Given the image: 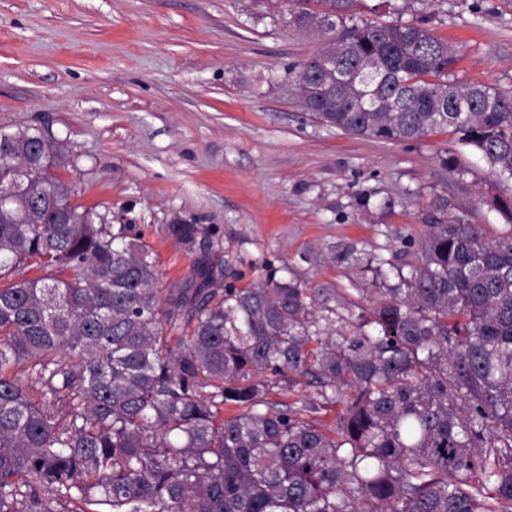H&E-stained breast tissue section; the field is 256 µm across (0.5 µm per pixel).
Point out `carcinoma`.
Wrapping results in <instances>:
<instances>
[{
	"instance_id": "obj_1",
	"label": "carcinoma",
	"mask_w": 512,
	"mask_h": 512,
	"mask_svg": "<svg viewBox=\"0 0 512 512\" xmlns=\"http://www.w3.org/2000/svg\"><path fill=\"white\" fill-rule=\"evenodd\" d=\"M324 2L290 10L336 56L292 76L313 116L390 142L453 128L512 181V92L451 78L421 20L349 26L354 0ZM21 163L36 179L0 203V512H512V233L437 200L406 287L338 327L274 267L238 287L204 254L197 287H158L132 225L52 172L59 143L0 129L1 186ZM493 206L512 224V193ZM298 386L316 399H270Z\"/></svg>"
}]
</instances>
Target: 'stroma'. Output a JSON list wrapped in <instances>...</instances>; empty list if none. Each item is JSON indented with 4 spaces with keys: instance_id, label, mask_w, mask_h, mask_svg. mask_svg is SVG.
<instances>
[{
    "instance_id": "35a3bbf8",
    "label": "stroma",
    "mask_w": 512,
    "mask_h": 512,
    "mask_svg": "<svg viewBox=\"0 0 512 512\" xmlns=\"http://www.w3.org/2000/svg\"><path fill=\"white\" fill-rule=\"evenodd\" d=\"M352 14L425 17L457 49V80L512 91V0H356ZM322 43L291 25L289 0H0V129L62 144L78 202L131 223L162 284L188 282L205 252L238 286L285 267L338 315L368 312L416 260L438 198L488 237L512 225L462 133L383 142L311 115L289 77ZM176 222L205 228L194 249Z\"/></svg>"
}]
</instances>
